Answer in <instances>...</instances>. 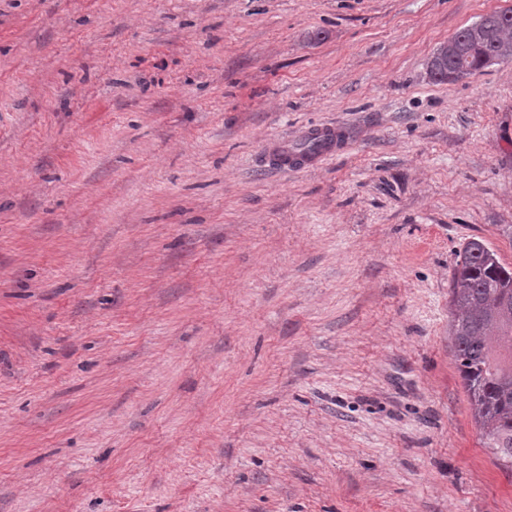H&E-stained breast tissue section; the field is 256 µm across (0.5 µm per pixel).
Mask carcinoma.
<instances>
[{
    "label": "carcinoma",
    "instance_id": "obj_1",
    "mask_svg": "<svg viewBox=\"0 0 512 512\" xmlns=\"http://www.w3.org/2000/svg\"><path fill=\"white\" fill-rule=\"evenodd\" d=\"M512 60V15L488 13L439 46L429 62L435 82L458 81ZM451 350L483 447L512 473V268L483 242L456 255Z\"/></svg>",
    "mask_w": 512,
    "mask_h": 512
}]
</instances>
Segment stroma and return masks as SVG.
Returning a JSON list of instances; mask_svg holds the SVG:
<instances>
[{
	"label": "stroma",
	"instance_id": "obj_1",
	"mask_svg": "<svg viewBox=\"0 0 512 512\" xmlns=\"http://www.w3.org/2000/svg\"><path fill=\"white\" fill-rule=\"evenodd\" d=\"M509 6L0 0V512H512L449 336L512 61L428 71ZM311 140L319 144L317 150L301 155L293 150L288 139L269 144L265 150L269 165L280 170L308 169L336 152V128L327 124L309 126L302 134V141Z\"/></svg>",
	"mask_w": 512,
	"mask_h": 512
}]
</instances>
